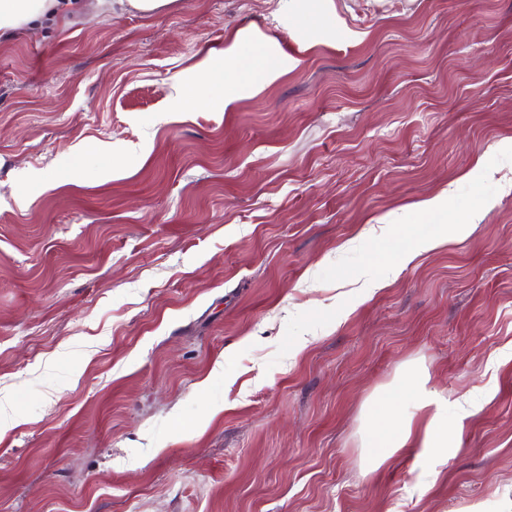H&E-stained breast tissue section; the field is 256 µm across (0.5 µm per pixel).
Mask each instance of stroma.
I'll return each instance as SVG.
<instances>
[{
	"label": "stroma",
	"mask_w": 512,
	"mask_h": 512,
	"mask_svg": "<svg viewBox=\"0 0 512 512\" xmlns=\"http://www.w3.org/2000/svg\"><path fill=\"white\" fill-rule=\"evenodd\" d=\"M246 27L284 75L179 111ZM508 142L512 0L87 6L1 41L0 512H512ZM443 191L409 223L467 233L386 277L393 214ZM417 372L484 404L447 461L368 472L366 405ZM99 7L109 5L112 12L118 6L120 10H134L146 16L160 15L172 11L179 0H96Z\"/></svg>",
	"instance_id": "stroma-1"
}]
</instances>
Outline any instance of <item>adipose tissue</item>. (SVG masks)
Wrapping results in <instances>:
<instances>
[{
  "instance_id": "ef3b65f1",
  "label": "adipose tissue",
  "mask_w": 512,
  "mask_h": 512,
  "mask_svg": "<svg viewBox=\"0 0 512 512\" xmlns=\"http://www.w3.org/2000/svg\"><path fill=\"white\" fill-rule=\"evenodd\" d=\"M72 0H0V39L28 31L33 24L66 16ZM276 40L252 29L237 30L224 50L209 52L186 85L197 102L217 98L232 103L243 92H256L278 80L284 70L274 60ZM249 56H241V47ZM476 398H466L456 417L448 415V401L431 389L427 379L413 378L370 401L366 408L365 443L370 469H377L398 449H416L419 458L439 459L448 455L449 433H462ZM424 413L423 428L414 425L415 413Z\"/></svg>"
}]
</instances>
